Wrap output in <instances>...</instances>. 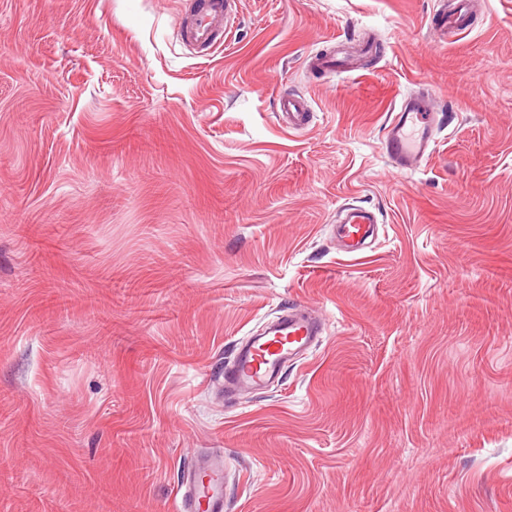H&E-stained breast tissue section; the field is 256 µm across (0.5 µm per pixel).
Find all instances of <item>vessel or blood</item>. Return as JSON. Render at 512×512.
I'll use <instances>...</instances> for the list:
<instances>
[{
  "label": "vessel or blood",
  "instance_id": "b4317fda",
  "mask_svg": "<svg viewBox=\"0 0 512 512\" xmlns=\"http://www.w3.org/2000/svg\"><path fill=\"white\" fill-rule=\"evenodd\" d=\"M233 0H204L192 18L181 27L184 43L213 47ZM307 101L295 94L280 96L277 119L285 129L296 131L307 123ZM438 124L427 99L403 97L385 124L382 149L391 166L406 171L429 159L436 149ZM376 214L362 206L347 208L342 221L346 253L353 254L372 234ZM323 321L313 312L290 310L267 322L261 333L248 337L224 370V396L259 391L276 380L288 362L298 359L317 345ZM174 512H224V456L215 453L198 459L176 493Z\"/></svg>",
  "mask_w": 512,
  "mask_h": 512
}]
</instances>
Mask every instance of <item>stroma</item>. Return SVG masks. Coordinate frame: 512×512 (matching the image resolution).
<instances>
[{
  "instance_id": "obj_1",
  "label": "stroma",
  "mask_w": 512,
  "mask_h": 512,
  "mask_svg": "<svg viewBox=\"0 0 512 512\" xmlns=\"http://www.w3.org/2000/svg\"><path fill=\"white\" fill-rule=\"evenodd\" d=\"M236 2L197 53L195 0H0V512H169L212 450L224 512H512V0L454 40L439 0ZM420 80L438 147L401 173ZM294 307L318 346L224 401ZM309 106L307 101L296 95H280L277 119L288 131H297L307 124ZM435 112L428 99L420 96H406L395 103L382 137L383 153L393 168L400 172L412 169L434 154ZM345 209V218L341 221L342 236L346 243L345 252L353 254L361 249L366 238L373 233L378 218L373 211L363 206L352 205Z\"/></svg>"
}]
</instances>
